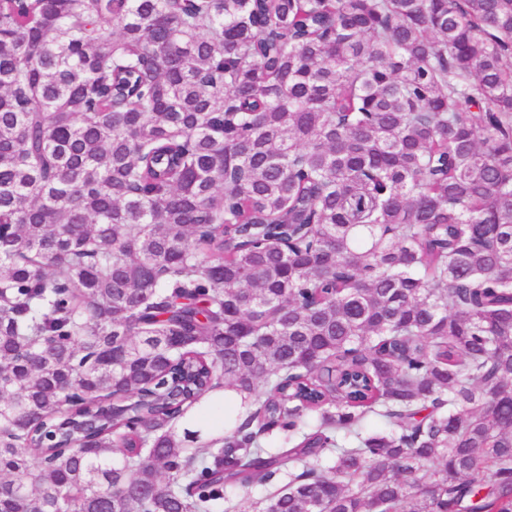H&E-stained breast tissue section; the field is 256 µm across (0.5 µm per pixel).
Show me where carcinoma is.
I'll list each match as a JSON object with an SVG mask.
<instances>
[{
    "instance_id": "carcinoma-1",
    "label": "carcinoma",
    "mask_w": 512,
    "mask_h": 512,
    "mask_svg": "<svg viewBox=\"0 0 512 512\" xmlns=\"http://www.w3.org/2000/svg\"><path fill=\"white\" fill-rule=\"evenodd\" d=\"M512 512V0H0V512Z\"/></svg>"
}]
</instances>
